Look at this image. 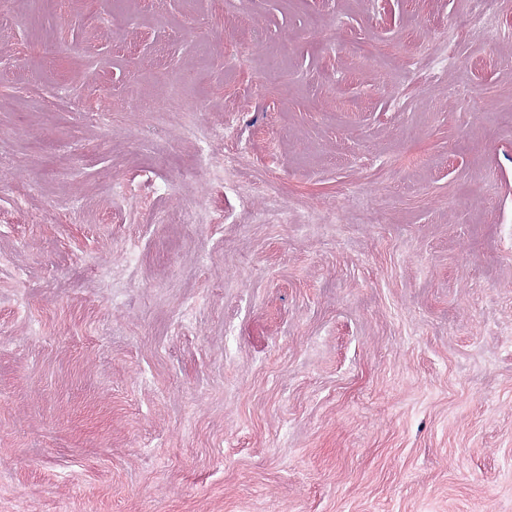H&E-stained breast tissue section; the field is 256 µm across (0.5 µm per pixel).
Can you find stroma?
<instances>
[{
  "instance_id": "stroma-1",
  "label": "stroma",
  "mask_w": 512,
  "mask_h": 512,
  "mask_svg": "<svg viewBox=\"0 0 512 512\" xmlns=\"http://www.w3.org/2000/svg\"><path fill=\"white\" fill-rule=\"evenodd\" d=\"M389 3L0 0V512H512V0ZM196 125L194 123H186L182 126L181 133L185 137L195 138L199 142L197 164L199 167V175L206 183V194L211 195V188L215 181H218L224 188L225 193H231L236 196L243 207L249 206V196L251 190L245 188L238 180H224V171L232 169L234 166V158L231 155H225L224 161L216 160L210 157L202 145V141L196 136Z\"/></svg>"
}]
</instances>
